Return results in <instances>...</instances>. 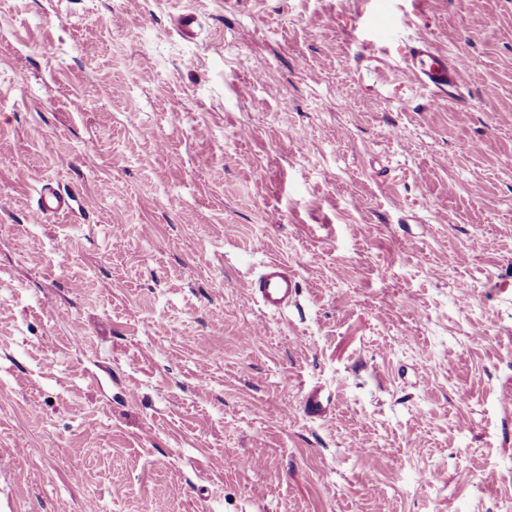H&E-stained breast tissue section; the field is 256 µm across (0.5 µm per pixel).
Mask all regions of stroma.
Masks as SVG:
<instances>
[{"mask_svg": "<svg viewBox=\"0 0 512 512\" xmlns=\"http://www.w3.org/2000/svg\"><path fill=\"white\" fill-rule=\"evenodd\" d=\"M0 512H512V0H0ZM408 69L417 81L432 88L439 96L456 91L457 63L446 54L433 50L426 39H419L409 50ZM47 185L43 184L41 187V192L44 194H49L44 197V201L41 206H39L32 214L34 222H40L45 213L47 212H66L69 210V201L64 197H59L54 194L49 193V189L46 188ZM253 301L268 314H281L288 310L297 293V281L288 265L268 258L263 262L260 275L251 282Z\"/></svg>", "mask_w": 512, "mask_h": 512, "instance_id": "35a3bbf8", "label": "stroma"}]
</instances>
